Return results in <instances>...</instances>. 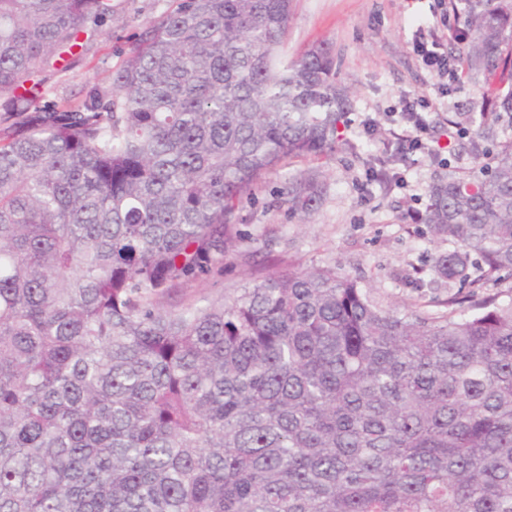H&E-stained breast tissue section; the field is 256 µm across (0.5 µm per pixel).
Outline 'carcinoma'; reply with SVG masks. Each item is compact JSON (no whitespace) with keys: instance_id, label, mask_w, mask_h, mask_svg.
I'll list each match as a JSON object with an SVG mask.
<instances>
[{"instance_id":"carcinoma-1","label":"carcinoma","mask_w":512,"mask_h":512,"mask_svg":"<svg viewBox=\"0 0 512 512\" xmlns=\"http://www.w3.org/2000/svg\"><path fill=\"white\" fill-rule=\"evenodd\" d=\"M450 8L482 108L418 214L446 310L290 264L172 312L256 248L237 205L270 170L336 156L333 46L283 58L292 0H180L72 104L45 75L112 0H0V512H512V0Z\"/></svg>"}]
</instances>
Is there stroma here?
I'll list each match as a JSON object with an SVG mask.
<instances>
[{"mask_svg":"<svg viewBox=\"0 0 512 512\" xmlns=\"http://www.w3.org/2000/svg\"><path fill=\"white\" fill-rule=\"evenodd\" d=\"M437 3L293 0L286 57L321 40L332 42L340 80L357 90L344 133L347 143L332 160L298 159L268 172L237 210L239 230L258 239L260 251L245 260L225 261L223 268L185 285V299L203 305L232 295L252 277L284 271L293 260L306 267L340 266L382 305L439 309L448 297L447 283L415 274L434 253L448 248L431 240L414 221L425 208L427 187L437 171L431 152L407 154L398 167L399 182L386 191L366 164L369 156L399 146L400 129L389 125L385 114L400 97L440 96L439 110L424 113L436 139L445 134L449 113L480 108V95L466 83L452 81L437 89L435 78L412 50L414 31L433 23ZM176 5L177 0H112V20L86 41L69 69L47 74L48 89L77 102L91 87H107L143 27ZM307 168L320 171L325 189L316 211L301 218L276 198L289 173Z\"/></svg>","mask_w":512,"mask_h":512,"instance_id":"35a3bbf8","label":"stroma"}]
</instances>
